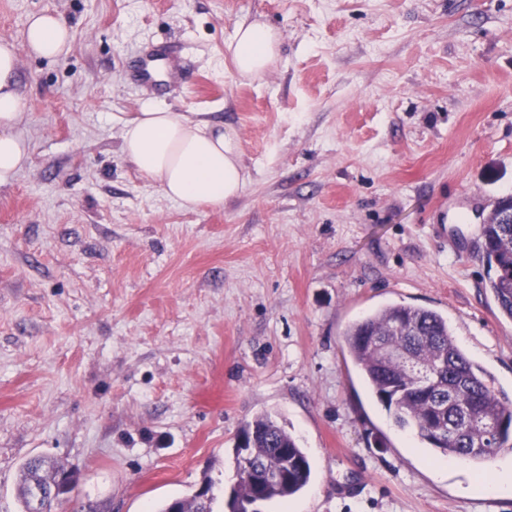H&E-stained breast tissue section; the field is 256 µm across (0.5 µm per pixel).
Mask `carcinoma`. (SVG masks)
<instances>
[{
	"label": "carcinoma",
	"mask_w": 512,
	"mask_h": 512,
	"mask_svg": "<svg viewBox=\"0 0 512 512\" xmlns=\"http://www.w3.org/2000/svg\"><path fill=\"white\" fill-rule=\"evenodd\" d=\"M484 252L489 274L486 287L500 313L512 320V223L487 224ZM346 353L368 387L394 416L439 453L481 465L512 450V399L495 392L490 375L457 345L442 313L405 303H391L353 321L343 332ZM497 428L487 435L475 427L456 431L464 418ZM254 438L248 459L262 473L278 457L288 462L287 476L256 485L244 471L225 503L244 512L255 500L270 502L299 493L310 481L311 464L296 438L268 414L255 416L240 430ZM74 471L42 458L22 464L17 484L21 512H30L31 486L55 490V497L75 487Z\"/></svg>",
	"instance_id": "obj_1"
}]
</instances>
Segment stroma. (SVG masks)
<instances>
[{
    "label": "stroma",
    "mask_w": 512,
    "mask_h": 512,
    "mask_svg": "<svg viewBox=\"0 0 512 512\" xmlns=\"http://www.w3.org/2000/svg\"><path fill=\"white\" fill-rule=\"evenodd\" d=\"M74 31L62 58L17 44L30 158L0 186V512L28 458L72 469L53 512H159L234 484L241 427L267 412L312 467L264 512H512L462 493L498 461L439 472L343 351L403 302L448 318L512 396V320L486 286L481 222L512 196V0H0ZM279 56L240 77L236 24ZM182 85L131 78L155 45ZM222 123L251 181L183 209L119 151L113 117L150 99Z\"/></svg>",
    "instance_id": "stroma-1"
}]
</instances>
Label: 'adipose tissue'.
Returning <instances> with one entry per match:
<instances>
[{
	"mask_svg": "<svg viewBox=\"0 0 512 512\" xmlns=\"http://www.w3.org/2000/svg\"><path fill=\"white\" fill-rule=\"evenodd\" d=\"M21 39L33 55L58 59L70 52L73 30L62 14L36 12L28 16ZM227 51L239 76L255 78L276 61V35L267 25L243 22ZM16 70L13 44L1 41L0 186L12 183L30 157L29 144L19 132L26 105L17 89ZM120 138L125 161L185 209L233 200L250 179L235 135L150 101L122 122Z\"/></svg>",
	"mask_w": 512,
	"mask_h": 512,
	"instance_id": "1",
	"label": "adipose tissue"
}]
</instances>
